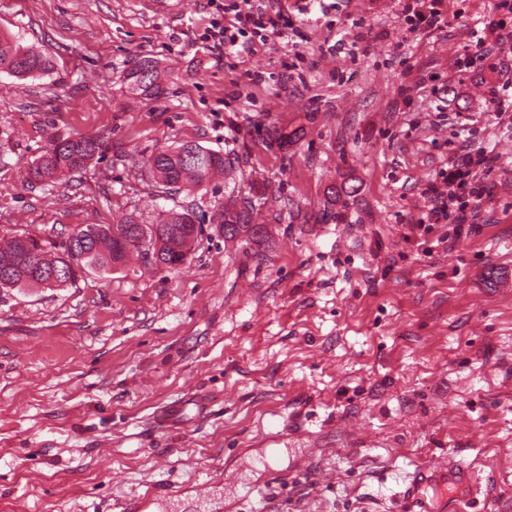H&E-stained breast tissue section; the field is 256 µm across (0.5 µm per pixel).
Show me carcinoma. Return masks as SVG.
I'll return each mask as SVG.
<instances>
[{
    "label": "carcinoma",
    "mask_w": 512,
    "mask_h": 512,
    "mask_svg": "<svg viewBox=\"0 0 512 512\" xmlns=\"http://www.w3.org/2000/svg\"><path fill=\"white\" fill-rule=\"evenodd\" d=\"M7 65V72L23 80L44 69L45 61L18 40L0 36V66ZM125 79L146 96L161 92L157 65L144 59L125 73ZM107 145L99 138H57L48 144L27 172L30 185L49 187L61 182L74 172L87 169L101 158ZM137 174L141 180H150L160 193H170L184 184L199 187L212 177L224 172L226 159L218 151L197 143H177L160 146L138 162ZM254 208L252 202L243 200L234 209L227 207L221 213L219 231L226 239H233L242 232L257 233L251 226ZM159 224L169 227L158 238V251L163 263L173 268L183 265L188 253L183 251L185 237L198 236L202 225L195 223L193 211L188 208L171 209L162 213ZM154 237V225L141 224L128 216L118 224H81L68 235L67 241L74 249L61 245L53 251L43 248V273L35 275L28 264L30 249L39 248L31 236L0 237V266L10 265L9 275L0 276V289L24 288L35 285L42 288H61L76 281L85 269L110 271L125 264L129 255L141 253L138 241Z\"/></svg>",
    "instance_id": "obj_1"
}]
</instances>
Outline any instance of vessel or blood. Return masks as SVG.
<instances>
[{"mask_svg": "<svg viewBox=\"0 0 512 512\" xmlns=\"http://www.w3.org/2000/svg\"><path fill=\"white\" fill-rule=\"evenodd\" d=\"M476 495L468 466L436 462L413 471L405 480L402 512H469Z\"/></svg>", "mask_w": 512, "mask_h": 512, "instance_id": "b4317fda", "label": "vessel or blood"}]
</instances>
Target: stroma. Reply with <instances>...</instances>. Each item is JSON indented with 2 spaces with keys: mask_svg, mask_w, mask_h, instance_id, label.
Returning a JSON list of instances; mask_svg holds the SVG:
<instances>
[{
  "mask_svg": "<svg viewBox=\"0 0 512 512\" xmlns=\"http://www.w3.org/2000/svg\"><path fill=\"white\" fill-rule=\"evenodd\" d=\"M494 3L445 0L447 30L415 36L395 0H282L306 41L231 70L199 41L207 0H0V34L48 61L0 72V236L58 243L182 207L203 227L173 270L136 255L0 291V512H115L151 488L149 512H399L406 475L451 458L482 485L472 512L512 505V131L494 73L454 68ZM358 18L367 55H325ZM284 58L298 79L279 80ZM144 59L153 97L124 79ZM464 126L498 157L491 199L426 253L411 224ZM69 136L108 149L52 190L25 184ZM175 141L223 153V179L156 195L135 162ZM232 198L258 234L217 232ZM187 396L180 422L153 425ZM512 75L507 82L490 87L489 102L493 106L498 124H506L512 128ZM510 89V94L508 93Z\"/></svg>",
  "mask_w": 512,
  "mask_h": 512,
  "instance_id": "obj_1",
  "label": "stroma"
}]
</instances>
